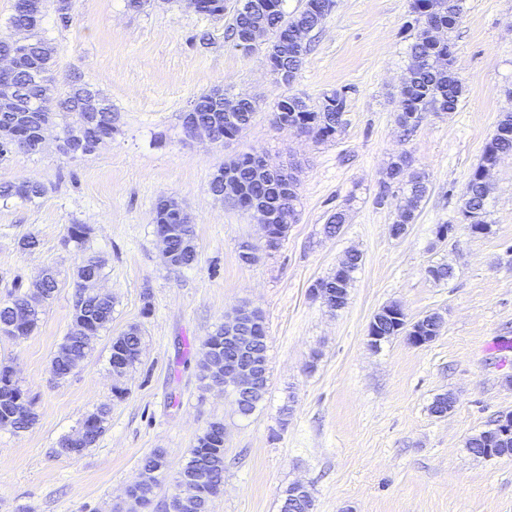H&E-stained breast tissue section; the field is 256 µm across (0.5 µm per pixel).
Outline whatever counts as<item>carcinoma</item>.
<instances>
[{
	"label": "carcinoma",
	"mask_w": 512,
	"mask_h": 512,
	"mask_svg": "<svg viewBox=\"0 0 512 512\" xmlns=\"http://www.w3.org/2000/svg\"><path fill=\"white\" fill-rule=\"evenodd\" d=\"M284 0H274L273 9L267 11L234 13L230 26V37L235 46L239 47L246 40L249 30L263 27L278 36L285 28H292L298 24L306 23L312 29H317L318 15L327 14L333 5V0H306L304 9L295 16H286L283 9ZM412 13L414 14L413 42L410 45V64L406 77V84L401 88L402 112L398 113V123L411 130L422 119L425 112L436 114H450L458 109L464 89L460 81L452 72V50L447 42L440 44L433 41L430 30L422 22V17L442 16L447 19L448 29L453 30L456 17L463 13V0H412ZM32 42L29 45L31 54L38 56L39 60L54 59L57 46L49 39L31 34ZM307 47L295 49L288 47L284 66L287 75L282 77L290 82L299 70ZM18 85L22 94L32 104H37L43 96L50 93V86L38 82L34 77L21 72L18 75ZM88 95L96 96L102 104L103 120H114L112 102L100 91L94 90L85 84L74 83L64 96L59 99L58 111L48 116L50 123L58 126L66 134H81L92 138L98 133V125L87 121L86 113L81 110V101ZM214 91L202 93L195 98L198 116L206 121L218 116L213 111ZM303 111L296 113L293 122L296 123L297 132L311 135L318 140H326L336 134L342 124V117L346 107L345 93L334 91L324 96L321 104L311 108L305 100H300ZM512 153V112L500 115L495 132L485 146L481 162L472 172L462 196L461 214L466 224L474 229H486L487 209L486 202L489 194L487 182L483 181L482 171L496 165L503 155ZM233 172L235 179L246 192V197H253L259 204L266 205L281 213L296 214L298 201V187L282 186L279 178L272 175H259L252 164V155L245 154L235 158L220 167L210 182L212 193L220 192L223 186L224 171ZM388 178L406 194V203L403 212L397 220L395 236H401L408 231L409 224L415 219V212L420 202L425 198L428 186L426 176L420 172L410 170L407 155L400 154L391 161L388 167ZM45 192L39 183H4L0 185V199L20 198L31 201L41 197ZM155 230L168 233L170 252L172 257L169 264L179 267L192 265L196 260V249L190 245L195 239L194 228L190 224H176L157 214ZM361 254H356L346 262L342 268H336L333 275L321 279L313 288H333L343 295H349L354 281V273L362 265ZM41 299L35 303H28L26 294L15 292L8 302L0 303V333L8 335L12 321V308L16 303H27L31 314L26 325L19 331L18 336L23 338L30 335L38 325L43 314L44 303L54 294L57 288L56 273L47 269V275L41 285ZM112 322V296L90 295L77 292L72 313L70 331L55 351L51 365L54 373L61 374L69 367L82 362L90 353L91 347L85 345L77 338L78 328L83 325L92 327L93 335L97 336L108 328ZM142 332L137 326H131L112 339L110 351L121 350L125 352L122 360L124 369H129L138 360L141 352ZM224 353V326L216 331L202 343V360L199 364L202 380H213L215 376L214 355ZM23 397L21 389L10 377L7 366L0 368V419L8 422L14 430H25L32 425L35 413L32 412L29 401L14 404L15 398ZM109 410L100 407L87 415L74 436H67L59 442L57 453L70 455L72 448H91L97 445L105 432ZM166 467L164 456L155 452L142 462L146 474L143 482L129 490V497L140 505L150 502L154 488L157 485V476L163 473ZM224 486V439L210 432L200 436L190 456L179 472L174 485V493L170 497L169 512H210L212 498L221 492Z\"/></svg>",
	"instance_id": "1"
}]
</instances>
